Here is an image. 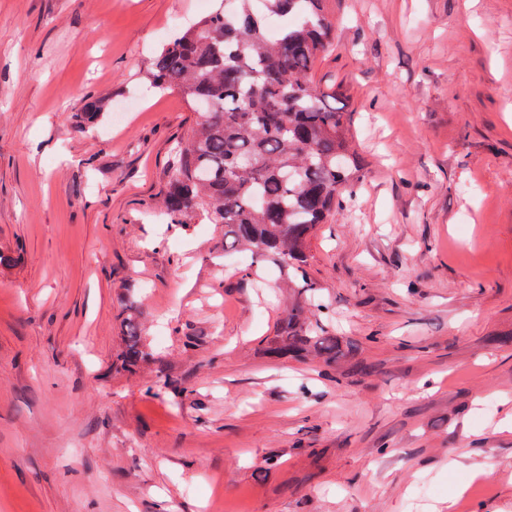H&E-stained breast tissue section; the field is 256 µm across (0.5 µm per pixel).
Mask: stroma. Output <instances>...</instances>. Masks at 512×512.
<instances>
[{"label":"stroma","instance_id":"obj_1","mask_svg":"<svg viewBox=\"0 0 512 512\" xmlns=\"http://www.w3.org/2000/svg\"><path fill=\"white\" fill-rule=\"evenodd\" d=\"M199 4L0 0V512H512V0L327 2L364 164L308 248L331 367L269 353L273 262L154 215L196 114L144 73ZM112 111V100L105 98H90L80 112L74 115L76 126L84 131L93 130L103 120L107 112ZM134 304L129 305V312L123 322V350L121 353V361L127 369H135L141 363L147 362L150 353L146 350L143 336H141V328L136 322L134 315Z\"/></svg>","mask_w":512,"mask_h":512}]
</instances>
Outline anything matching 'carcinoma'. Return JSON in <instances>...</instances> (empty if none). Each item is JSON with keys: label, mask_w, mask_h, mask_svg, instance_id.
<instances>
[{"label": "carcinoma", "mask_w": 512, "mask_h": 512, "mask_svg": "<svg viewBox=\"0 0 512 512\" xmlns=\"http://www.w3.org/2000/svg\"><path fill=\"white\" fill-rule=\"evenodd\" d=\"M224 0L188 23L155 57L146 77L178 90L198 119L171 166L160 219L184 224L197 214L224 225V239L271 258L297 297L268 349L278 357L308 352L328 365L341 356L336 337L312 320L307 250L318 225L333 219L343 193L360 180L346 113L313 84L317 60L333 45L327 0ZM112 111L93 97L74 115L84 131ZM121 361L149 360L134 305L123 322Z\"/></svg>", "instance_id": "1"}]
</instances>
